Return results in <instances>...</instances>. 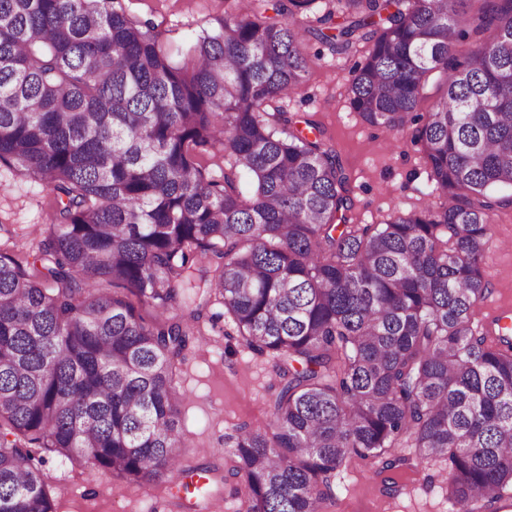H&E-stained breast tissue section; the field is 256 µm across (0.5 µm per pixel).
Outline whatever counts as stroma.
<instances>
[{"label": "stroma", "mask_w": 512, "mask_h": 512, "mask_svg": "<svg viewBox=\"0 0 512 512\" xmlns=\"http://www.w3.org/2000/svg\"><path fill=\"white\" fill-rule=\"evenodd\" d=\"M126 12L150 20L175 60L201 31L218 28L224 17V0H123ZM365 44L342 55L331 54L315 40L305 51L309 74L302 87L285 103L296 128L306 120L317 122L325 140L335 148L350 175L355 216L361 224H380L390 216L421 208L436 200L428 168L409 137L390 144L386 133L363 123L349 105L351 68L361 60ZM54 209L49 187L15 169L0 165V250L19 261L33 260L39 252ZM494 247L485 267L489 292L475 311L485 315L491 308L512 309V207L499 210L492 226ZM213 320L203 321L202 334L186 352L176 378V390L184 400L178 427L185 439L183 455L201 465L213 460L212 451L233 444L238 425L261 430L268 423V404L276 382L271 358L248 350L222 312L211 303ZM408 461L402 472L403 489L386 495L375 471L378 460L355 459L343 469L336 489L333 512H452L448 500L449 473L443 464L424 465L404 449ZM49 493L59 512H170L169 490L185 482L178 512H240L237 479L225 477L205 483L198 476H171L152 490L117 479L111 472L88 463L48 459Z\"/></svg>", "instance_id": "35a3bbf8"}]
</instances>
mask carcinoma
<instances>
[{
  "mask_svg": "<svg viewBox=\"0 0 512 512\" xmlns=\"http://www.w3.org/2000/svg\"><path fill=\"white\" fill-rule=\"evenodd\" d=\"M473 1L496 36L460 57ZM261 2L233 0L180 64L122 0H0V163L58 203L31 265L0 251V512H57L47 455L140 486L177 471L174 377L213 297L286 361L268 429L228 450L248 512H325L349 458L381 475L405 444L446 463L456 512L512 497V337L473 319L512 205V0ZM308 36L369 43L351 108L411 132L438 206L352 221L339 155L283 106Z\"/></svg>",
  "mask_w": 512,
  "mask_h": 512,
  "instance_id": "carcinoma-1",
  "label": "carcinoma"
}]
</instances>
